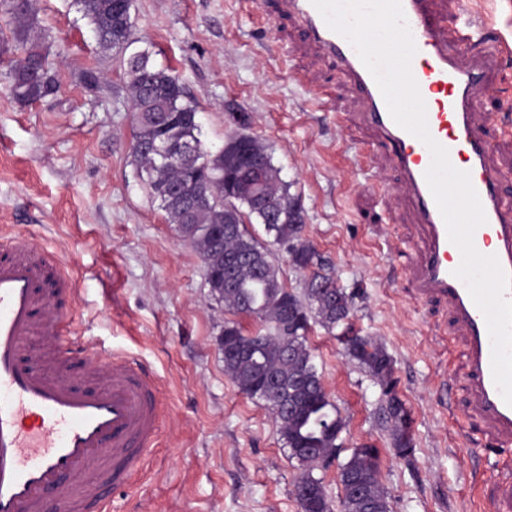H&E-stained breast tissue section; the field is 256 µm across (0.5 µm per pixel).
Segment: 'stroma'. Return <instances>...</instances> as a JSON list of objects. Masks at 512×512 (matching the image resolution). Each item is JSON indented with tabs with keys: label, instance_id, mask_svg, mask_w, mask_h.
Here are the masks:
<instances>
[{
	"label": "stroma",
	"instance_id": "obj_1",
	"mask_svg": "<svg viewBox=\"0 0 512 512\" xmlns=\"http://www.w3.org/2000/svg\"><path fill=\"white\" fill-rule=\"evenodd\" d=\"M469 7L512 45V0ZM56 90L22 105L0 85V251L16 229L53 251L75 280L65 343L133 357L158 385L160 431L130 487L104 512H303L302 469L272 413L224 372L217 338L231 314L201 259L168 224L131 151L133 109L121 55L102 49L73 0H33ZM132 51L170 67L196 106L206 150L237 131L264 142L306 214L305 234L339 285L355 291L357 327L395 360L414 451L395 455L380 389L335 337L309 344L345 427L343 455L381 453L392 512H512V447L470 416L465 342L440 302H419L411 269L423 231L398 173L359 119L360 95L323 62L275 0H132ZM98 82L89 85L88 74ZM481 98L490 164L512 202V53Z\"/></svg>",
	"mask_w": 512,
	"mask_h": 512
}]
</instances>
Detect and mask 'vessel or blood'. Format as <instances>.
<instances>
[{
    "mask_svg": "<svg viewBox=\"0 0 512 512\" xmlns=\"http://www.w3.org/2000/svg\"><path fill=\"white\" fill-rule=\"evenodd\" d=\"M279 8L299 23L321 58L341 63L359 90V118L398 169L400 189L424 231L413 269L416 296L447 304L466 342L469 408L511 446L512 406L493 379L485 319L454 275L461 253L448 239L424 178L429 149L393 121L353 46L326 26L311 0H280ZM402 8L417 48L412 74L424 101L436 105L427 114L430 134L448 149L451 163L469 173L485 211L487 222L476 230L474 244L496 255L512 275V206L504 204L498 176L487 163L476 109L497 58L486 47L462 56L447 37L452 26L464 40L485 46L486 26L464 10L443 24L431 0H402ZM76 293L57 257L26 233L13 235L0 254V512H46L51 502L60 512H100L104 493L129 484L157 435V387L144 371L122 356L102 362L91 346L63 347ZM82 379L87 387H79Z\"/></svg>",
    "mask_w": 512,
    "mask_h": 512,
    "instance_id": "b4317fda",
    "label": "vessel or blood"
}]
</instances>
